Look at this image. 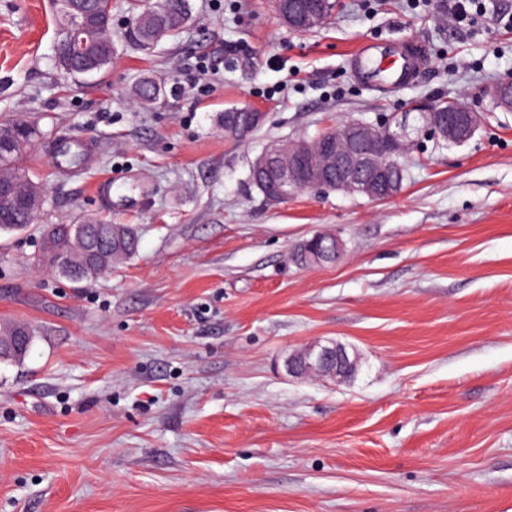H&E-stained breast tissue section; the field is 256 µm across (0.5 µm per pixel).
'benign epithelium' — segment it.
I'll return each instance as SVG.
<instances>
[{
	"label": "benign epithelium",
	"instance_id": "benign-epithelium-1",
	"mask_svg": "<svg viewBox=\"0 0 512 512\" xmlns=\"http://www.w3.org/2000/svg\"><path fill=\"white\" fill-rule=\"evenodd\" d=\"M337 0H313L306 7L290 0H275L281 20L292 29L320 27L336 8ZM65 41L78 55H85L83 24L74 17L64 26ZM496 104L512 111V85L504 82L492 93ZM480 125V115L463 103L448 112L423 114L421 130L440 143L460 145L470 140ZM406 116L391 117L383 125L349 120L311 141L294 140L275 144L252 163V171L264 180L267 203H280V186L328 187L372 200L398 193L403 166L399 158L408 147ZM358 357L335 340H314L294 350L285 360L293 377H328L345 381L344 372Z\"/></svg>",
	"mask_w": 512,
	"mask_h": 512
}]
</instances>
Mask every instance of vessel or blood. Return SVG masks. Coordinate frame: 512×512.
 Listing matches in <instances>:
<instances>
[{
    "instance_id": "1",
    "label": "vessel or blood",
    "mask_w": 512,
    "mask_h": 512,
    "mask_svg": "<svg viewBox=\"0 0 512 512\" xmlns=\"http://www.w3.org/2000/svg\"><path fill=\"white\" fill-rule=\"evenodd\" d=\"M418 51L405 52L392 41L363 43L355 53L357 76L369 90H401L412 81ZM98 154L96 142L64 134L52 146V159L57 168L72 169L73 165L90 166Z\"/></svg>"
}]
</instances>
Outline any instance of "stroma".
Here are the masks:
<instances>
[{"label": "stroma", "mask_w": 512, "mask_h": 512, "mask_svg": "<svg viewBox=\"0 0 512 512\" xmlns=\"http://www.w3.org/2000/svg\"><path fill=\"white\" fill-rule=\"evenodd\" d=\"M127 2L111 64L83 80L55 67L52 0H0V123L39 130L22 166L46 196L0 233V324L34 336L0 362V512H512V112L488 94L512 77V0L471 23L454 0H339L310 32L274 0H190L148 56L124 40ZM385 38L425 54L375 95L350 58ZM145 75L166 107L134 102ZM451 98L480 128L460 146L416 135L393 198L271 206L249 181L273 142ZM245 107L263 123L227 137ZM56 133L97 141L96 165L63 175ZM102 178L123 202L98 199ZM88 215L133 225L137 254L90 282L42 267L47 225ZM318 232L342 253L296 265ZM315 339L354 348V377L289 376Z\"/></svg>", "instance_id": "35a3bbf8"}]
</instances>
